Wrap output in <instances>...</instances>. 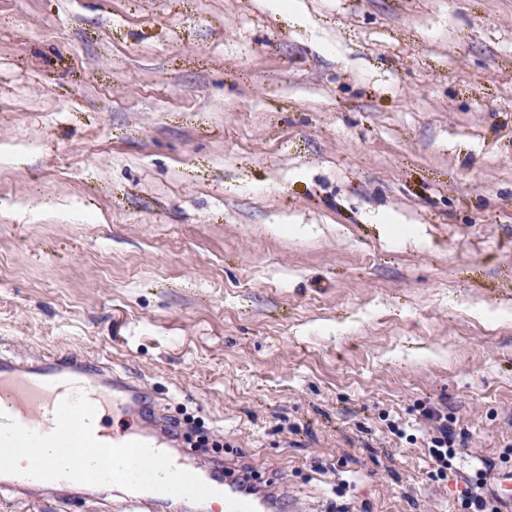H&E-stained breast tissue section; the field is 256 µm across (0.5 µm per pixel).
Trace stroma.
Instances as JSON below:
<instances>
[{
	"instance_id": "1",
	"label": "stroma",
	"mask_w": 512,
	"mask_h": 512,
	"mask_svg": "<svg viewBox=\"0 0 512 512\" xmlns=\"http://www.w3.org/2000/svg\"><path fill=\"white\" fill-rule=\"evenodd\" d=\"M1 347L307 512H450L418 406L512 469V0H0Z\"/></svg>"
}]
</instances>
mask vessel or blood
I'll use <instances>...</instances> for the list:
<instances>
[{
    "label": "vessel or blood",
    "mask_w": 512,
    "mask_h": 512,
    "mask_svg": "<svg viewBox=\"0 0 512 512\" xmlns=\"http://www.w3.org/2000/svg\"><path fill=\"white\" fill-rule=\"evenodd\" d=\"M82 410L94 423L68 439L69 415ZM130 423L127 432L108 430L109 418ZM112 450V479L129 486L125 501L139 512H210L207 500L193 493L192 470L224 498L225 512H284V489L272 480L225 478L224 461L192 447L173 428L147 387L111 365L76 354L21 356L0 351V451L55 447L68 464L47 461L35 472H10L0 491L21 501L38 500L45 491L61 499L80 494L85 464L101 448ZM157 459L165 466L156 475L143 466Z\"/></svg>",
    "instance_id": "obj_1"
}]
</instances>
